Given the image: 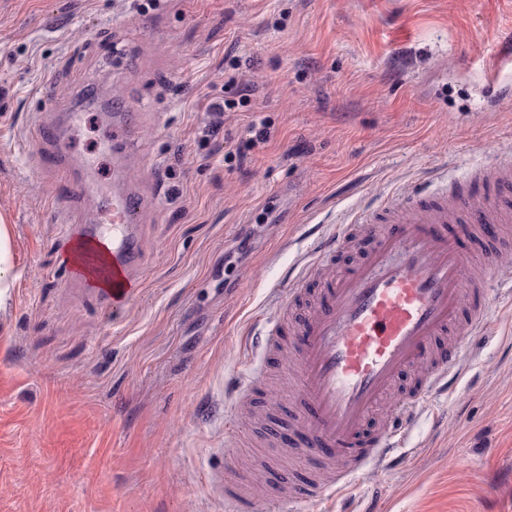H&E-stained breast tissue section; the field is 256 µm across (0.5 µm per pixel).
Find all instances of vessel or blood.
I'll return each mask as SVG.
<instances>
[{
  "instance_id": "obj_1",
  "label": "vessel or blood",
  "mask_w": 512,
  "mask_h": 512,
  "mask_svg": "<svg viewBox=\"0 0 512 512\" xmlns=\"http://www.w3.org/2000/svg\"><path fill=\"white\" fill-rule=\"evenodd\" d=\"M138 127L134 113L115 108L109 115L112 141V191L100 190L87 166L72 167V125L41 120L32 149L64 173L66 196L95 197L93 218L74 219L65 236L76 286L94 281L112 284L113 310L131 299L144 266L138 216L143 200L126 172V148ZM512 182V165L501 164L460 186L452 199L417 191L400 198L398 217L389 206L359 209L336 231L319 238L311 260L294 277L288 301L296 303L315 288L314 305L299 321H280L259 336L241 340L243 352L290 355L289 390L277 401L294 419L290 446L270 439L265 453L277 465L284 451L326 462L331 482L318 478L296 482L284 512H305L325 495L343 496L367 467L386 466L397 438L411 422L420 399L447 389L457 344L450 334L482 337L487 320V289L478 263L512 247L495 225L512 222V203L501 186ZM379 229L362 245L358 263L335 277L320 270L354 241L363 228ZM482 238L491 253L477 255L463 246L466 237ZM393 398L388 426L367 430L372 415Z\"/></svg>"
}]
</instances>
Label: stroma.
<instances>
[{"mask_svg":"<svg viewBox=\"0 0 512 512\" xmlns=\"http://www.w3.org/2000/svg\"><path fill=\"white\" fill-rule=\"evenodd\" d=\"M512 0H0V221L20 277L0 313V512H225L224 469H257L242 368L256 317L351 210L469 181L512 160ZM249 109L208 134L212 85ZM139 115L127 156L143 198V285L122 310L72 287L62 178L27 146L81 107L73 163L101 154L111 99ZM269 139L243 163L251 118ZM494 335L422 404L396 467L309 512H512V263L486 268Z\"/></svg>","mask_w":512,"mask_h":512,"instance_id":"1","label":"stroma"}]
</instances>
